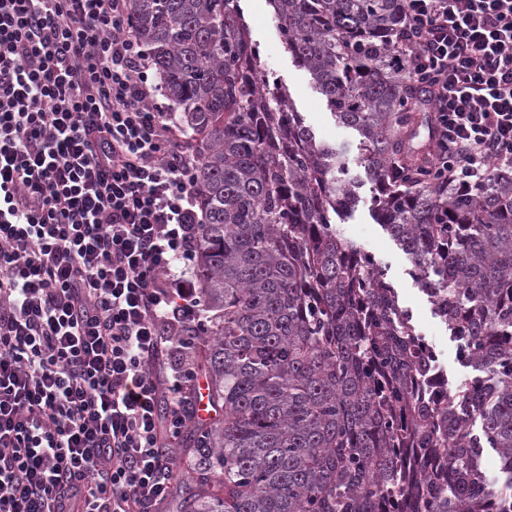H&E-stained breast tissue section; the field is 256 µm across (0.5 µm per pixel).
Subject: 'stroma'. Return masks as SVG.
I'll return each mask as SVG.
<instances>
[{"instance_id":"obj_1","label":"stroma","mask_w":512,"mask_h":512,"mask_svg":"<svg viewBox=\"0 0 512 512\" xmlns=\"http://www.w3.org/2000/svg\"><path fill=\"white\" fill-rule=\"evenodd\" d=\"M251 36L261 49L262 61L286 86L288 93L310 126L317 140L342 149L349 161L350 173L361 182L360 201L343 219L337 220L339 232L362 252L373 257L387 282L396 290L399 306L409 311L417 333L433 337L439 344L444 372L450 384H457L473 375L470 367L456 356L455 344L445 324L437 317L429 298L412 275L411 257L378 224L370 208L372 185L360 164L359 136L356 131L335 121L325 101L311 84L308 73L297 67L279 39L272 9L267 0H240Z\"/></svg>"}]
</instances>
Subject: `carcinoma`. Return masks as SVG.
I'll return each mask as SVG.
<instances>
[{
    "label": "carcinoma",
    "instance_id": "carcinoma-1",
    "mask_svg": "<svg viewBox=\"0 0 512 512\" xmlns=\"http://www.w3.org/2000/svg\"><path fill=\"white\" fill-rule=\"evenodd\" d=\"M282 44L361 137L371 205L409 254L460 362L422 396L431 352L373 259L337 230L359 201L261 62L240 0H130L128 24L196 141L197 366L221 416L189 413L193 460L166 512H512V173L458 193L413 141L394 56L402 0H267ZM501 476L482 469L483 449ZM432 459L428 472L415 460Z\"/></svg>",
    "mask_w": 512,
    "mask_h": 512
}]
</instances>
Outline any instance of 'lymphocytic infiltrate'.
<instances>
[{
  "label": "lymphocytic infiltrate",
  "instance_id": "f902f5d3",
  "mask_svg": "<svg viewBox=\"0 0 512 512\" xmlns=\"http://www.w3.org/2000/svg\"><path fill=\"white\" fill-rule=\"evenodd\" d=\"M457 191L512 169V0H403ZM129 0H0V512H152L197 374L198 159ZM175 359L166 381L152 368Z\"/></svg>",
  "mask_w": 512,
  "mask_h": 512
}]
</instances>
